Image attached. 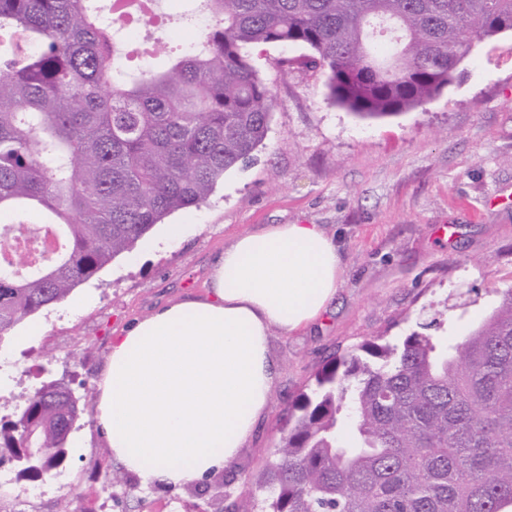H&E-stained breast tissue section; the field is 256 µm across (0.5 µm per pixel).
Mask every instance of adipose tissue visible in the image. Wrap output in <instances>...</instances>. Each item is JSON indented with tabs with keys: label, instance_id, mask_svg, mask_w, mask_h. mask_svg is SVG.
I'll return each instance as SVG.
<instances>
[{
	"label": "adipose tissue",
	"instance_id": "adipose-tissue-1",
	"mask_svg": "<svg viewBox=\"0 0 512 512\" xmlns=\"http://www.w3.org/2000/svg\"><path fill=\"white\" fill-rule=\"evenodd\" d=\"M341 265L321 225L251 230L215 259L205 296L168 302L113 336L95 424L141 485L201 482L233 463L269 406L271 329L315 324Z\"/></svg>",
	"mask_w": 512,
	"mask_h": 512
}]
</instances>
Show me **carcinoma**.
I'll return each mask as SVG.
<instances>
[{
    "label": "carcinoma",
    "instance_id": "1",
    "mask_svg": "<svg viewBox=\"0 0 512 512\" xmlns=\"http://www.w3.org/2000/svg\"><path fill=\"white\" fill-rule=\"evenodd\" d=\"M98 2L0 0V212L48 215L64 244L33 273L26 250L0 256V341L253 160L275 99L252 50L305 47L333 103L381 117L425 105L512 32V0H202L197 42L134 73ZM35 228L0 225V240ZM82 412L42 385L0 419V462H21L34 431L43 453L24 471L51 472ZM276 427L228 512H512V288L453 347L413 331L330 357Z\"/></svg>",
    "mask_w": 512,
    "mask_h": 512
}]
</instances>
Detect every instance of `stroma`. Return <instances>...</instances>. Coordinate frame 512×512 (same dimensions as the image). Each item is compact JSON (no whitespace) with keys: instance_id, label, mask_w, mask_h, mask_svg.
I'll return each mask as SVG.
<instances>
[{"instance_id":"1","label":"stroma","mask_w":512,"mask_h":512,"mask_svg":"<svg viewBox=\"0 0 512 512\" xmlns=\"http://www.w3.org/2000/svg\"><path fill=\"white\" fill-rule=\"evenodd\" d=\"M153 30L169 49L194 44L207 22L194 0ZM298 45H266L253 63L276 100L252 164L228 171L206 204L179 210L61 304L27 317L0 343V417L50 381L90 396L115 332L166 301L200 297L214 258L243 232L268 224H320L340 247L341 286L317 324L272 329L273 397L232 466L202 483L102 492L120 464L86 408L55 474L32 479L0 463V512H188L211 506L214 486L245 495L278 439L275 420L333 353L373 336L427 330L460 342L512 288V32L477 46L457 80L417 109L362 118L331 103L318 70H282ZM181 232L166 247L167 226ZM40 335H30L33 326Z\"/></svg>"}]
</instances>
